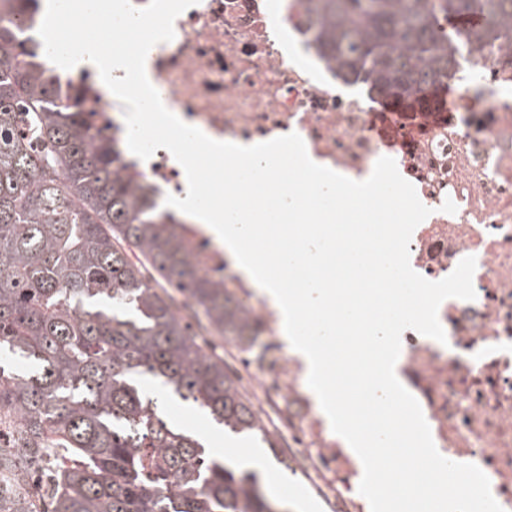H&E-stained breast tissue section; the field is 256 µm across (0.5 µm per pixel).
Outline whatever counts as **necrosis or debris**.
I'll return each mask as SVG.
<instances>
[{"label": "necrosis or debris", "instance_id": "1", "mask_svg": "<svg viewBox=\"0 0 512 512\" xmlns=\"http://www.w3.org/2000/svg\"><path fill=\"white\" fill-rule=\"evenodd\" d=\"M123 0L145 18L139 45L153 44L151 80L170 110L212 138L241 145L299 134L315 163L361 181L383 156L395 160L430 215L414 230L412 268L431 281L475 257L476 298L444 300L447 341L415 330L401 337L399 381L418 400L438 451L477 465L504 512H512V31L479 51L461 45L448 109L420 121L370 96L323 54L301 0ZM89 109L125 138L126 107L89 69L78 73ZM132 176L159 195L185 190L183 170L160 148ZM201 273L220 271L261 344L242 351L236 375L272 422L281 450L330 512H365L351 484L361 461L347 452L305 366L284 353L277 312L222 248L197 252Z\"/></svg>", "mask_w": 512, "mask_h": 512}]
</instances>
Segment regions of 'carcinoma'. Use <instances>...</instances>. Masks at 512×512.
<instances>
[{"label":"carcinoma","mask_w":512,"mask_h":512,"mask_svg":"<svg viewBox=\"0 0 512 512\" xmlns=\"http://www.w3.org/2000/svg\"><path fill=\"white\" fill-rule=\"evenodd\" d=\"M42 0H0V512H34L15 492L55 460L43 512H280L257 473L231 468L169 422L168 398L235 433L268 440L216 340L243 344L248 317L199 272L184 220L162 207L72 79L43 56ZM316 39L341 70L398 103L448 86L456 38L439 17L477 15L466 42L512 29V0H309ZM193 305L177 314V296ZM153 381L166 397L149 395Z\"/></svg>","instance_id":"carcinoma-1"}]
</instances>
